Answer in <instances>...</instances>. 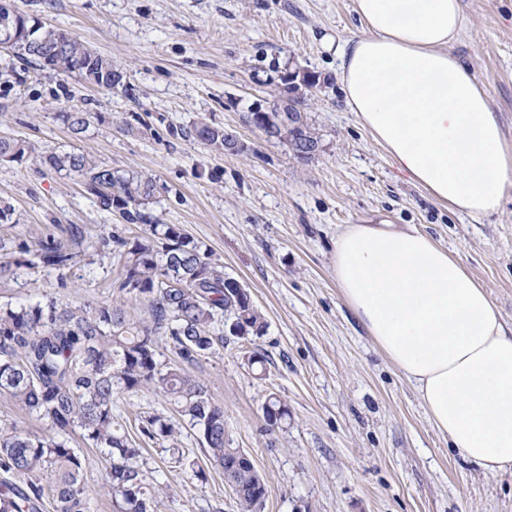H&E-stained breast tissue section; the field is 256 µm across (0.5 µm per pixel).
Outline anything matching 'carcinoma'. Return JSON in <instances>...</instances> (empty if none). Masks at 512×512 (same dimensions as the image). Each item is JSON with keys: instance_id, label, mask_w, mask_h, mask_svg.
<instances>
[{"instance_id": "carcinoma-1", "label": "carcinoma", "mask_w": 512, "mask_h": 512, "mask_svg": "<svg viewBox=\"0 0 512 512\" xmlns=\"http://www.w3.org/2000/svg\"><path fill=\"white\" fill-rule=\"evenodd\" d=\"M17 58L50 71L74 75L107 91L121 83L112 60L77 37L18 13ZM308 88L293 99L295 121L306 137L285 138L300 160L308 144L318 141L306 112ZM195 136L224 149V130L207 124L194 127ZM31 152L26 142L0 138V163L21 162ZM43 163L81 178L85 191L103 209L117 207L131 221L154 196L153 180L121 174L79 152H51ZM102 247L117 258V288L134 296L148 314L135 320L121 306L87 301L72 306L55 299L29 304L0 305V396L44 422L49 435L39 436L15 426L0 427V512H91L85 487V458L73 443L81 440L100 453L105 481L117 512H158L157 470L143 460V449L127 437L113 414L120 396L152 389L172 406L176 417L160 414L140 421V432L159 442L169 460L188 466L192 475L207 479L205 469L187 463L175 447L181 422L195 428L210 464L227 470L238 512H258L268 496L267 484L252 460L227 446L224 407L215 403L207 384L189 367L224 344L223 331L239 339L260 336L266 323L238 282L224 276L202 250L175 224H150L133 239L114 235ZM22 261L0 265V278H12L20 267L65 268L76 262L68 242L49 237L34 247L23 246ZM166 333L179 360H159L158 334ZM266 424L281 425L287 406L269 396L263 406Z\"/></svg>"}]
</instances>
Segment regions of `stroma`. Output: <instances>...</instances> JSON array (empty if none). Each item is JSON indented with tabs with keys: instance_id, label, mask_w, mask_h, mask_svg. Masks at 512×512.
Instances as JSON below:
<instances>
[{
	"instance_id": "obj_1",
	"label": "stroma",
	"mask_w": 512,
	"mask_h": 512,
	"mask_svg": "<svg viewBox=\"0 0 512 512\" xmlns=\"http://www.w3.org/2000/svg\"><path fill=\"white\" fill-rule=\"evenodd\" d=\"M112 59L123 75L106 91L39 70L0 47V137L36 152L84 153L122 173L152 179L143 211L176 224L249 293L263 335L225 337L194 374L224 407L231 447L247 451L268 486L264 512H512V475L490 476L450 448L414 384L375 345L345 303L333 273L337 235L350 224H412L458 257L512 325V187L488 216L455 213L393 167L348 109L335 38L362 34L353 0H15ZM465 20L452 52L470 66L512 142V0H460ZM321 73L308 102L319 138L309 160L266 140L249 121L254 103L285 100L281 77ZM89 113L73 133L65 112ZM234 130L228 154L196 138L197 124ZM0 201L16 221L0 224L13 258L23 245L80 231L76 265L36 268L0 280V304L53 297L143 308L119 293V270L101 238H131L142 223L102 210L79 179L26 161L0 164ZM265 358L263 372L248 357ZM276 395L288 419L267 428ZM115 415L165 493L159 512H237L224 476L206 481L169 467L141 418L172 408L148 390L118 400Z\"/></svg>"
}]
</instances>
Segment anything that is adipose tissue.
I'll return each instance as SVG.
<instances>
[{
	"label": "adipose tissue",
	"instance_id": "ef3b65f1",
	"mask_svg": "<svg viewBox=\"0 0 512 512\" xmlns=\"http://www.w3.org/2000/svg\"><path fill=\"white\" fill-rule=\"evenodd\" d=\"M355 12L363 34L336 43L350 111L437 201L495 213L512 186V143L449 50L463 26L459 0H355ZM333 272L438 432L486 473L512 472V326L486 287L409 224L347 226Z\"/></svg>",
	"mask_w": 512,
	"mask_h": 512
}]
</instances>
